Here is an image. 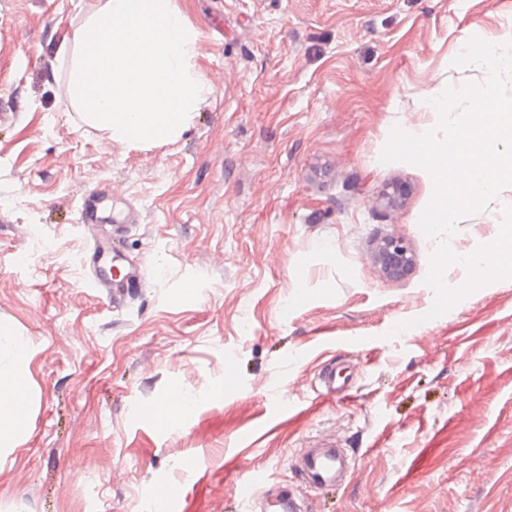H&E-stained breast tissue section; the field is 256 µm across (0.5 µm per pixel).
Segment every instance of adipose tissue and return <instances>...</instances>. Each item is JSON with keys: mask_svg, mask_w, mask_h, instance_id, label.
I'll list each match as a JSON object with an SVG mask.
<instances>
[{"mask_svg": "<svg viewBox=\"0 0 512 512\" xmlns=\"http://www.w3.org/2000/svg\"><path fill=\"white\" fill-rule=\"evenodd\" d=\"M13 353L10 369H0V447L24 434L29 425L30 387L26 373V356L17 347L10 330L0 325V351Z\"/></svg>", "mask_w": 512, "mask_h": 512, "instance_id": "1", "label": "adipose tissue"}]
</instances>
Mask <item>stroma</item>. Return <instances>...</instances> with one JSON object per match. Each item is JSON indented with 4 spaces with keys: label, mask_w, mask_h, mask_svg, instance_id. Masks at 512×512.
I'll return each mask as SVG.
<instances>
[{
    "label": "stroma",
    "mask_w": 512,
    "mask_h": 512,
    "mask_svg": "<svg viewBox=\"0 0 512 512\" xmlns=\"http://www.w3.org/2000/svg\"><path fill=\"white\" fill-rule=\"evenodd\" d=\"M105 2L0 0V324L32 400L0 512H141L169 486L184 512H241L255 478L302 512H512V279L427 319L433 183L379 161L393 127L437 125L427 92L485 80L453 60L512 42V0H174L208 93L176 141L134 147L66 96ZM102 185L140 213L124 250L147 285L118 303L78 221ZM505 204L512 187L449 247L486 244ZM386 236L413 252L406 279L372 257ZM332 363L349 395L317 390ZM177 387L190 410L167 426L153 409ZM323 438L356 467L312 491L295 457Z\"/></svg>",
    "instance_id": "obj_1"
}]
</instances>
